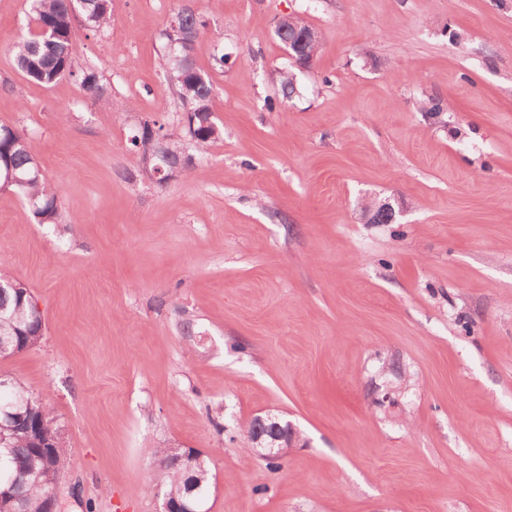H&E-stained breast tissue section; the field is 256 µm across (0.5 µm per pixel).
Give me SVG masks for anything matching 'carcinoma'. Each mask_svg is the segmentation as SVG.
Masks as SVG:
<instances>
[{"label":"carcinoma","instance_id":"1","mask_svg":"<svg viewBox=\"0 0 512 512\" xmlns=\"http://www.w3.org/2000/svg\"><path fill=\"white\" fill-rule=\"evenodd\" d=\"M29 7L28 31L10 46L18 70L27 79L45 86L71 78L83 92L99 94L103 75L75 54L73 42L78 23L92 33H101L110 25L112 0H29ZM172 18L177 26L161 31L164 43L187 33L207 32L216 45H221L223 32L208 30L206 20L195 12L180 7ZM164 81L181 103L179 129H170L158 120H148L146 125L166 141L176 157L184 154L186 140L193 141L197 152H204L224 134L214 116L212 78L195 66L181 68L168 53ZM279 92L281 104L298 93L292 72H279ZM35 163L30 139L12 126L0 124V168L12 167L24 178L10 188L26 199L38 223L56 224L60 216V186L42 174L35 175ZM2 305L12 317L11 325L5 329L12 345L19 352L36 346L43 336L44 320L29 288L22 284L0 294ZM67 456L68 448L49 407L17 382L9 381L0 389V512H13L16 508L20 512H47L50 505L57 504L55 487ZM210 472V462L203 458L190 470L165 467L157 482L170 498L188 502L207 496ZM155 483L148 484L147 490L153 491Z\"/></svg>","mask_w":512,"mask_h":512}]
</instances>
